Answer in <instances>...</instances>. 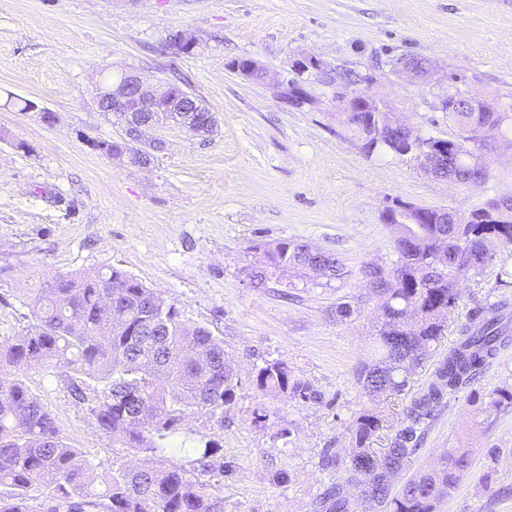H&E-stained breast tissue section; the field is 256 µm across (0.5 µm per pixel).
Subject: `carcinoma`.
Instances as JSON below:
<instances>
[{"label":"carcinoma","instance_id":"obj_1","mask_svg":"<svg viewBox=\"0 0 512 512\" xmlns=\"http://www.w3.org/2000/svg\"><path fill=\"white\" fill-rule=\"evenodd\" d=\"M466 133L448 156V177L487 181V156L512 113L484 99L477 112L448 110ZM512 245V218L497 198L444 224L438 210L421 207L396 225L392 266H366L362 274L383 300L376 325L373 361L358 380L372 402L355 420L348 462L340 483L318 499L319 512H354L348 490L378 512H437L471 467L475 449L460 444L439 465L422 471L398 491L393 479L410 463L417 425L442 400L468 382L508 342L503 299L477 310L461 339L435 368L426 390L414 400L391 447L371 445L386 423L382 397L402 392L448 327L462 277L477 274L496 246ZM265 261L252 269L262 285L269 270L316 267L325 285L343 277L333 255L282 241L263 247ZM112 304H102L104 294ZM35 326L0 340V512H224V497L207 477L218 448L207 435L184 432L196 413L224 427L237 382L224 363V341L184 319L180 309L127 271L110 267L59 274L28 303ZM64 365L75 377L74 401L90 407L98 428L116 437L136 468L101 471L65 442L54 414L24 379L35 366ZM258 390L285 399L308 397V386L278 359L266 360L255 376ZM512 404V388H497L477 412L490 415ZM181 461H176V456ZM50 493L34 494L40 483Z\"/></svg>","mask_w":512,"mask_h":512}]
</instances>
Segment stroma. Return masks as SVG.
I'll list each match as a JSON object with an SVG mask.
<instances>
[{"mask_svg":"<svg viewBox=\"0 0 512 512\" xmlns=\"http://www.w3.org/2000/svg\"><path fill=\"white\" fill-rule=\"evenodd\" d=\"M175 31L196 38L193 53L172 57L167 40ZM403 54L432 60V82L395 74L389 61ZM308 55L371 73L369 92L392 116L454 138L458 125L434 107L449 76L512 105V0H0V340L29 326L27 302L47 279L112 266L207 326L223 340L238 380L223 428L208 430L219 448L224 512H315L324 488L340 481L323 462L344 455L369 404L357 374L372 358L377 301L362 269L395 259L386 207L462 213L512 195V132L498 139L491 176L476 186L435 178L386 152L365 153L334 89L298 74L296 61ZM242 57L266 69L265 81L232 70ZM128 67L196 96L215 116L214 133L167 128L151 167L114 163L98 144L122 131L99 112L94 83ZM292 81L308 91L302 106L283 97ZM11 96L37 101L53 123L8 107ZM283 240L335 255L343 278L324 286L299 268L253 284L261 246ZM504 297L512 300V245L461 279L431 361L386 399L388 423L375 447H390L408 426L412 400L471 313ZM343 301L360 305L361 317L338 320ZM272 359L285 361L313 399L259 391L255 373ZM71 376L62 366L36 367L25 380L64 440L92 463L135 464L74 402ZM505 385L512 386V342L426 420L395 486L468 441L477 450L471 469L439 512H512V406L472 423L477 401ZM257 410L267 411L266 421L254 422Z\"/></svg>","mask_w":512,"mask_h":512,"instance_id":"obj_1","label":"stroma"}]
</instances>
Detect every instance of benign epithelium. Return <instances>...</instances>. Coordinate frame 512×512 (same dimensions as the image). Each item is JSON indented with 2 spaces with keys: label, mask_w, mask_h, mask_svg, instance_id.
I'll use <instances>...</instances> for the list:
<instances>
[{
  "label": "benign epithelium",
  "mask_w": 512,
  "mask_h": 512,
  "mask_svg": "<svg viewBox=\"0 0 512 512\" xmlns=\"http://www.w3.org/2000/svg\"><path fill=\"white\" fill-rule=\"evenodd\" d=\"M392 66L396 72L419 80L427 79L432 72V62L429 59L426 60V67L422 72L414 68L412 64L403 61H394ZM297 67L301 72L311 73L323 81L331 75L345 73L344 69L333 68L312 56L301 59ZM372 81L373 78L369 74L362 75V80L356 83L347 80L336 81L334 84L336 97L347 101L346 120L353 126L362 127L367 141L372 140L379 143L398 138L405 142L408 145L405 156L424 171L441 165L442 161L448 157V144L438 136L419 137L414 133L412 127L402 120L388 119L380 107V102L367 91V87ZM450 96L453 97L456 110L459 112H474L478 107L476 100L461 90L458 82L451 80L448 81L447 89L436 97L435 106L442 107V102ZM159 99L160 95L155 92V86L146 84L137 72H128L122 82L112 86V91L104 100L102 111L112 113V116L118 121L124 133V141L132 142L134 146L143 151L149 150V147L159 142L157 138L144 141V131L147 129L173 126L192 136H198L213 124L212 113L208 112L207 108L196 99L192 100L188 97L172 99L165 107L158 105ZM137 112H159L164 114V118L139 124L135 121ZM187 112L206 113L205 124L198 127L186 121L185 113ZM362 112L366 113L365 121L360 122L354 119L355 115Z\"/></svg>",
  "instance_id": "obj_1"
}]
</instances>
